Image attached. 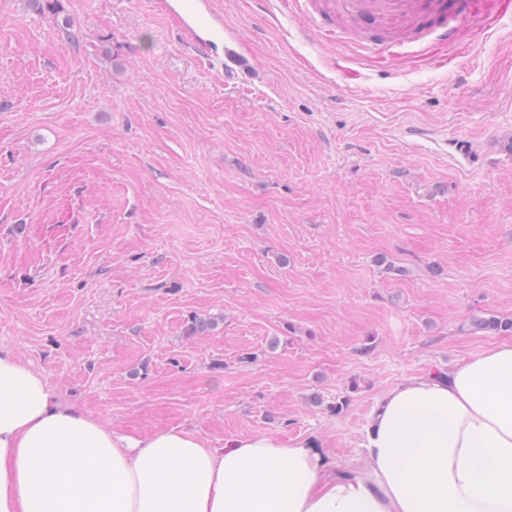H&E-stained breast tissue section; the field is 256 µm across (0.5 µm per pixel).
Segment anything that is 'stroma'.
Instances as JSON below:
<instances>
[{
    "mask_svg": "<svg viewBox=\"0 0 512 512\" xmlns=\"http://www.w3.org/2000/svg\"><path fill=\"white\" fill-rule=\"evenodd\" d=\"M155 2L62 0L67 40L0 0V345L130 434L352 460L385 390L512 343L471 326L512 317V14L375 55L211 0L203 56Z\"/></svg>",
    "mask_w": 512,
    "mask_h": 512,
    "instance_id": "obj_1",
    "label": "stroma"
}]
</instances>
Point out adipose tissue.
Returning <instances> with one entry per match:
<instances>
[{
	"label": "adipose tissue",
	"instance_id": "1",
	"mask_svg": "<svg viewBox=\"0 0 512 512\" xmlns=\"http://www.w3.org/2000/svg\"><path fill=\"white\" fill-rule=\"evenodd\" d=\"M360 467L311 441L132 435L0 347V512H512V344L378 400Z\"/></svg>",
	"mask_w": 512,
	"mask_h": 512
}]
</instances>
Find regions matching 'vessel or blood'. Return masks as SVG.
<instances>
[{"label": "vessel or blood", "mask_w": 512, "mask_h": 512, "mask_svg": "<svg viewBox=\"0 0 512 512\" xmlns=\"http://www.w3.org/2000/svg\"><path fill=\"white\" fill-rule=\"evenodd\" d=\"M500 0H288L303 20L302 33L309 38L335 41L336 16L366 25L364 44L372 52L386 54L393 48L388 36L413 29L443 44H454L461 24L480 30L486 15L495 12Z\"/></svg>", "instance_id": "vessel-or-blood-1"}]
</instances>
